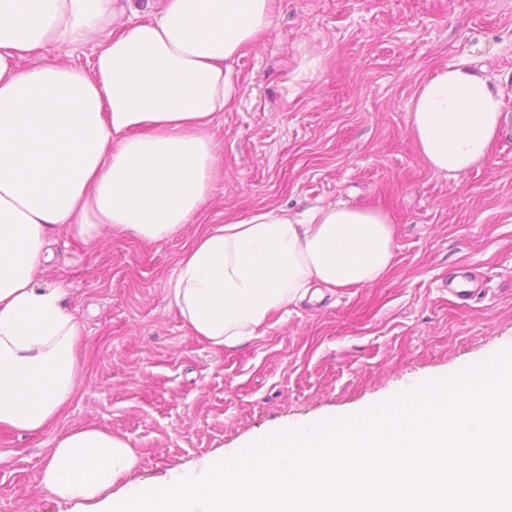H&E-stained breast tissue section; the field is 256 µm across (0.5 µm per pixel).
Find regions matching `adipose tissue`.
I'll use <instances>...</instances> for the list:
<instances>
[{
    "label": "adipose tissue",
    "mask_w": 512,
    "mask_h": 512,
    "mask_svg": "<svg viewBox=\"0 0 512 512\" xmlns=\"http://www.w3.org/2000/svg\"><path fill=\"white\" fill-rule=\"evenodd\" d=\"M277 0H0V426L39 432L84 383L83 324L68 291L40 281L54 234L154 243L198 223L221 171L214 126L231 97L226 61L273 24ZM94 46L90 68L58 50ZM501 93L467 60L425 79L409 135L434 172L459 178L497 140ZM396 227L349 202L261 209L211 224L185 250L170 297L193 334L233 347L320 288L384 279ZM124 439L70 430L40 483L90 506L136 467Z\"/></svg>",
    "instance_id": "ef3b65f1"
}]
</instances>
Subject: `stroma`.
<instances>
[{
  "label": "stroma",
  "mask_w": 512,
  "mask_h": 512,
  "mask_svg": "<svg viewBox=\"0 0 512 512\" xmlns=\"http://www.w3.org/2000/svg\"><path fill=\"white\" fill-rule=\"evenodd\" d=\"M462 58L496 81L504 122L455 180L425 165L408 112L419 85ZM228 67L232 101L214 127L224 166L201 224L157 243L54 236L42 279L70 290L86 382L44 431L0 428V512H69L40 474L75 427L126 439L130 481H158L512 349V0H280ZM348 200L396 224L386 278L304 300L233 348L193 335L168 283L202 225ZM459 275L473 296L445 290Z\"/></svg>",
  "instance_id": "1"
}]
</instances>
